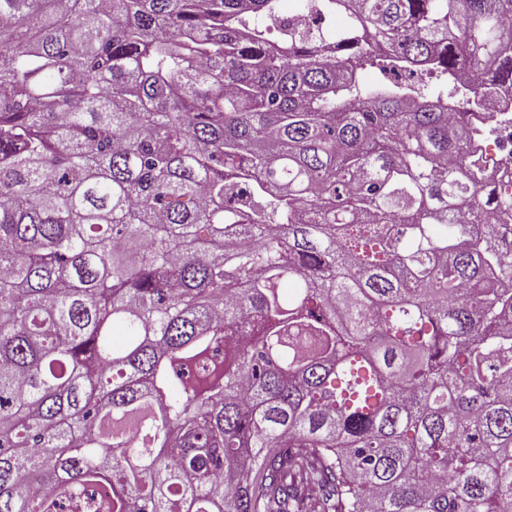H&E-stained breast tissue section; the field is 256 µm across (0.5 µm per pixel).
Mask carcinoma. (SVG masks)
I'll use <instances>...</instances> for the list:
<instances>
[{
  "label": "carcinoma",
  "instance_id": "1",
  "mask_svg": "<svg viewBox=\"0 0 512 512\" xmlns=\"http://www.w3.org/2000/svg\"><path fill=\"white\" fill-rule=\"evenodd\" d=\"M315 6L0 0V512H512V0ZM280 11V16L288 21L290 27L296 30L306 29L310 23V12L303 6L300 0H289ZM497 97L482 107V114L476 117L489 131L475 143L493 172L512 170V88H503Z\"/></svg>",
  "mask_w": 512,
  "mask_h": 512
}]
</instances>
